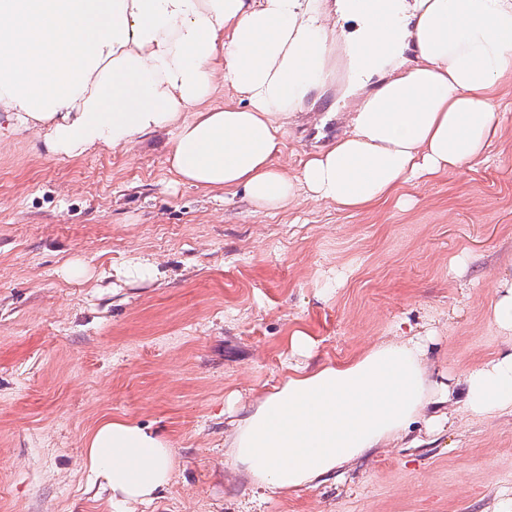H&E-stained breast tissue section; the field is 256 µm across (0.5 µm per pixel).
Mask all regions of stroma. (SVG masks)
I'll return each mask as SVG.
<instances>
[{
  "mask_svg": "<svg viewBox=\"0 0 512 512\" xmlns=\"http://www.w3.org/2000/svg\"><path fill=\"white\" fill-rule=\"evenodd\" d=\"M344 57L288 126L276 163L298 174L355 109ZM498 138L459 170L363 211L303 197L259 212L179 180L167 135L68 159L30 134L0 142V512H121L91 484L85 436L128 418L167 436L171 483L137 512H493L512 498V414L474 418L469 370L512 351L492 319L512 284V79ZM150 260L154 281L125 270ZM81 263L83 278L64 274ZM303 331L314 346L292 355ZM431 336L428 371L450 423L416 424L343 480L255 490L224 455L229 395L382 339Z\"/></svg>",
  "mask_w": 512,
  "mask_h": 512,
  "instance_id": "35a3bbf8",
  "label": "stroma"
}]
</instances>
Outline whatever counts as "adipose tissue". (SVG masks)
<instances>
[{
    "label": "adipose tissue",
    "instance_id": "obj_1",
    "mask_svg": "<svg viewBox=\"0 0 512 512\" xmlns=\"http://www.w3.org/2000/svg\"><path fill=\"white\" fill-rule=\"evenodd\" d=\"M334 9L357 26L356 77L414 57L361 91L348 129L291 176L274 159L318 88ZM510 78L512 0H0V141L33 132L50 155L77 158L166 129L181 180L259 210L301 196L363 210L470 164L500 133L496 95ZM225 82L243 105L211 106ZM428 346L407 336L290 366L234 410L225 456L253 487L289 490L339 478L427 407L429 431L443 430L448 387L428 374ZM463 404L477 418L512 413V352L467 373ZM83 463L127 512L176 467L166 437L124 418L94 426Z\"/></svg>",
    "mask_w": 512,
    "mask_h": 512
}]
</instances>
